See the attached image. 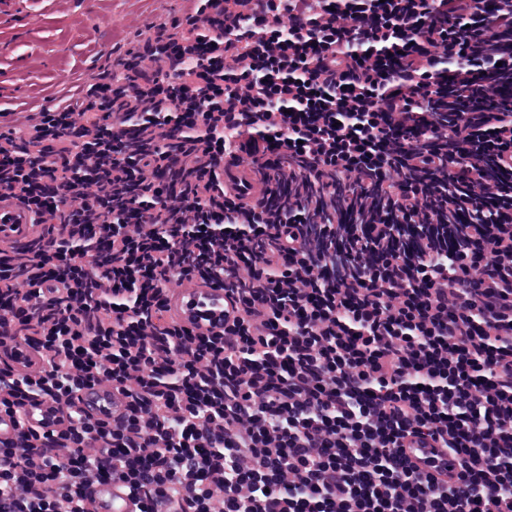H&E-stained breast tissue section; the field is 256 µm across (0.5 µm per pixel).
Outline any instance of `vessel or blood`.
<instances>
[{
    "label": "vessel or blood",
    "mask_w": 512,
    "mask_h": 512,
    "mask_svg": "<svg viewBox=\"0 0 512 512\" xmlns=\"http://www.w3.org/2000/svg\"><path fill=\"white\" fill-rule=\"evenodd\" d=\"M224 181L244 185L247 200H254V190L261 183L256 167L226 161ZM35 227L27 212L10 200H0V241L32 237ZM176 321L195 336H215L223 333L226 322L232 321L236 310L231 297L214 283L198 278L185 279L171 302ZM0 363L19 374L38 371L42 360L23 340L7 338L0 341ZM124 401L112 387L95 385L85 388L69 402L47 397L27 400L19 416L0 415V437L14 436L19 426L42 431L65 428L71 416L109 421L121 414ZM89 512H132L134 502L120 483L109 480L92 482L86 491Z\"/></svg>",
    "instance_id": "obj_1"
}]
</instances>
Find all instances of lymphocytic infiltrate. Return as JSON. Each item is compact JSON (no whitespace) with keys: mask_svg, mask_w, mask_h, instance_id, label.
<instances>
[{"mask_svg":"<svg viewBox=\"0 0 512 512\" xmlns=\"http://www.w3.org/2000/svg\"><path fill=\"white\" fill-rule=\"evenodd\" d=\"M226 2L0 132L41 227L0 246V337L44 361L0 414L126 401L0 439V512L113 478L135 512H512V0ZM262 139L248 205L224 161ZM190 277L222 335L168 317ZM175 320L193 336H216L224 332V322L233 320L232 298L212 282L185 279L170 302ZM124 400L115 390L106 385L87 387L68 403L47 397L27 400L18 416L0 415V437H13L21 420L29 429L60 431L69 424L71 415H80L94 420L112 421L124 411Z\"/></svg>","mask_w":512,"mask_h":512,"instance_id":"1","label":"lymphocytic infiltrate"}]
</instances>
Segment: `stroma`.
<instances>
[{"instance_id":"1","label":"stroma","mask_w":512,"mask_h":512,"mask_svg":"<svg viewBox=\"0 0 512 512\" xmlns=\"http://www.w3.org/2000/svg\"><path fill=\"white\" fill-rule=\"evenodd\" d=\"M183 0H8L0 6V112L76 94Z\"/></svg>"}]
</instances>
